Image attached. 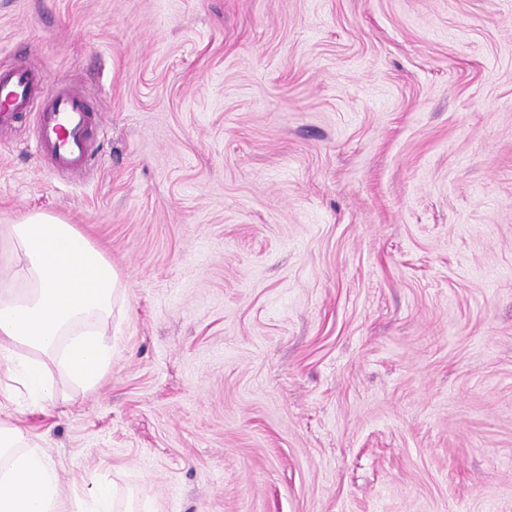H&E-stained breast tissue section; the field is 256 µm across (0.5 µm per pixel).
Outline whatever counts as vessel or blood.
Listing matches in <instances>:
<instances>
[{"label":"vessel or blood","instance_id":"b4317fda","mask_svg":"<svg viewBox=\"0 0 512 512\" xmlns=\"http://www.w3.org/2000/svg\"><path fill=\"white\" fill-rule=\"evenodd\" d=\"M44 82L35 70L0 63V126L17 113L36 111L37 153L62 174L86 168L91 159L90 143L98 130L94 111L85 95L64 83H56L46 95L38 96Z\"/></svg>","mask_w":512,"mask_h":512}]
</instances>
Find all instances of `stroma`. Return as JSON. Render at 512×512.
<instances>
[{"label": "stroma", "mask_w": 512, "mask_h": 512, "mask_svg": "<svg viewBox=\"0 0 512 512\" xmlns=\"http://www.w3.org/2000/svg\"><path fill=\"white\" fill-rule=\"evenodd\" d=\"M82 173L0 133V224L76 225L112 366L26 428L74 512H512V0H0ZM37 118L36 152L43 154L56 172L74 173L88 166L98 123L83 93L56 82L41 100ZM86 498L79 501L77 512H112L118 511L111 498L110 490L100 484L91 485Z\"/></svg>", "instance_id": "1"}]
</instances>
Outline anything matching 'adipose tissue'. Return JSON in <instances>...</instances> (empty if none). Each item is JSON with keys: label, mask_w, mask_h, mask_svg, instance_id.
Here are the masks:
<instances>
[{"label": "adipose tissue", "mask_w": 512, "mask_h": 512, "mask_svg": "<svg viewBox=\"0 0 512 512\" xmlns=\"http://www.w3.org/2000/svg\"><path fill=\"white\" fill-rule=\"evenodd\" d=\"M121 280L75 225L42 212L0 225V373L29 397L93 387ZM59 483L23 428L0 423V512H58Z\"/></svg>", "instance_id": "ef3b65f1"}]
</instances>
